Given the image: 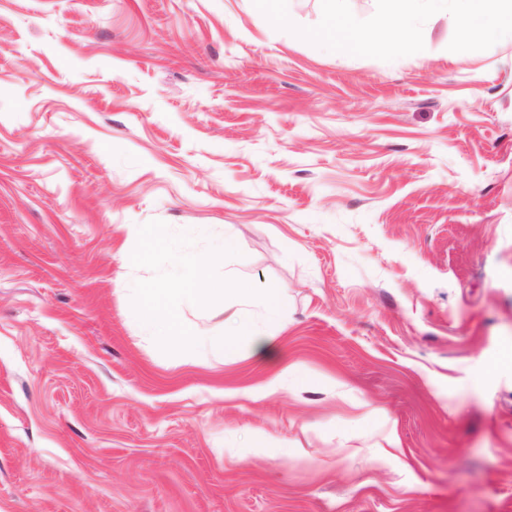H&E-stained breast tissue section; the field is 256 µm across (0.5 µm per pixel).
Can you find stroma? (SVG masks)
<instances>
[{"mask_svg": "<svg viewBox=\"0 0 512 512\" xmlns=\"http://www.w3.org/2000/svg\"><path fill=\"white\" fill-rule=\"evenodd\" d=\"M292 4L0 0V512H512V42L331 48ZM241 283L295 395L136 315ZM205 264L199 261H191L187 264V272L179 288L183 292L196 295L201 299H209L220 292L223 288H214L207 280L204 272Z\"/></svg>", "mask_w": 512, "mask_h": 512, "instance_id": "stroma-1", "label": "stroma"}]
</instances>
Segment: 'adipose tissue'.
Wrapping results in <instances>:
<instances>
[{
	"label": "adipose tissue",
	"mask_w": 512,
	"mask_h": 512,
	"mask_svg": "<svg viewBox=\"0 0 512 512\" xmlns=\"http://www.w3.org/2000/svg\"><path fill=\"white\" fill-rule=\"evenodd\" d=\"M452 11L458 22L459 48L470 50L475 45L494 49L512 42V0H391L390 7L379 14L375 29L388 35V48L400 52L412 48L411 23L416 14L426 11L439 14ZM165 289L146 287L138 316L142 323L157 327L162 339L211 351L235 350L242 337L252 336L254 351L270 358L274 350L269 341L253 337L244 316L230 318L228 326H212L205 330H189L180 322L174 308L166 302Z\"/></svg>",
	"instance_id": "1"
}]
</instances>
